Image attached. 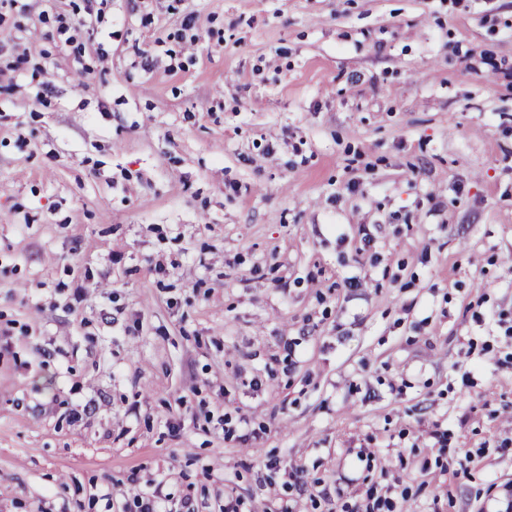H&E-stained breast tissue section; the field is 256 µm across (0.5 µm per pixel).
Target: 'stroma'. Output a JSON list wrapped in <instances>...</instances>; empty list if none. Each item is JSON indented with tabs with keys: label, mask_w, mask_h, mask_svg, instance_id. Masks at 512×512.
<instances>
[{
	"label": "stroma",
	"mask_w": 512,
	"mask_h": 512,
	"mask_svg": "<svg viewBox=\"0 0 512 512\" xmlns=\"http://www.w3.org/2000/svg\"><path fill=\"white\" fill-rule=\"evenodd\" d=\"M85 5L0 7V512H504L512 0Z\"/></svg>",
	"instance_id": "35a3bbf8"
}]
</instances>
